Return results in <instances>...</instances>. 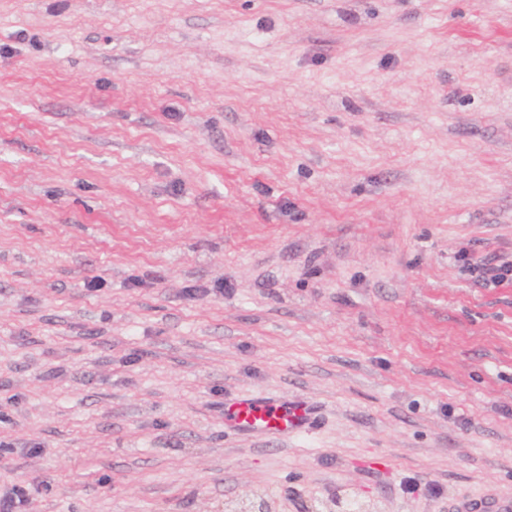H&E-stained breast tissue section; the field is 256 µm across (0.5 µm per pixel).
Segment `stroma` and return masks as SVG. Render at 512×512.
I'll return each mask as SVG.
<instances>
[{"mask_svg": "<svg viewBox=\"0 0 512 512\" xmlns=\"http://www.w3.org/2000/svg\"><path fill=\"white\" fill-rule=\"evenodd\" d=\"M495 255L512 0H0V485L30 512L512 499ZM247 394L320 423L225 433Z\"/></svg>", "mask_w": 512, "mask_h": 512, "instance_id": "obj_1", "label": "stroma"}]
</instances>
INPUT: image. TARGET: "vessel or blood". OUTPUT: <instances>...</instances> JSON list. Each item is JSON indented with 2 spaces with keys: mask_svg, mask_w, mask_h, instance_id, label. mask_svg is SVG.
Wrapping results in <instances>:
<instances>
[{
  "mask_svg": "<svg viewBox=\"0 0 512 512\" xmlns=\"http://www.w3.org/2000/svg\"><path fill=\"white\" fill-rule=\"evenodd\" d=\"M317 409L303 399L283 401L268 395H248L224 404V426L243 436L261 434L271 439L310 433ZM465 512H512V500L484 494L471 498Z\"/></svg>",
  "mask_w": 512,
  "mask_h": 512,
  "instance_id": "obj_1",
  "label": "vessel or blood"
}]
</instances>
